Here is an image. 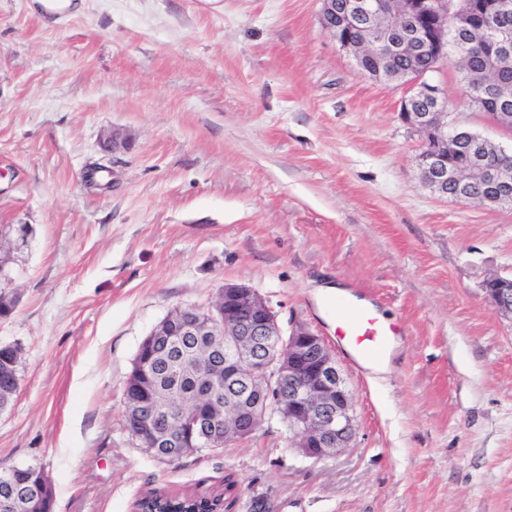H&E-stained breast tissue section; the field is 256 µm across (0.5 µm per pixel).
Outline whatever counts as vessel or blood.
<instances>
[{
	"label": "vessel or blood",
	"instance_id": "obj_1",
	"mask_svg": "<svg viewBox=\"0 0 512 512\" xmlns=\"http://www.w3.org/2000/svg\"><path fill=\"white\" fill-rule=\"evenodd\" d=\"M331 308L336 318V340L355 362L382 360L402 334L401 323L384 318L374 304H354L340 298Z\"/></svg>",
	"mask_w": 512,
	"mask_h": 512
}]
</instances>
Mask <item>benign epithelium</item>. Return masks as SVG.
Listing matches in <instances>:
<instances>
[{"mask_svg": "<svg viewBox=\"0 0 512 512\" xmlns=\"http://www.w3.org/2000/svg\"><path fill=\"white\" fill-rule=\"evenodd\" d=\"M321 23L355 60L428 54L434 62L446 54L448 32H480L489 14L506 17L509 0H321ZM413 72L402 100L404 121L424 137L419 155L421 177L441 197L458 199L473 180L496 187L497 197L512 201V150L489 147L478 136L457 138L448 121L438 86ZM461 162L448 165L451 157ZM497 313L512 318V278L493 276L483 284ZM190 332L216 336L224 354V385L219 395L207 390L198 405L176 413L158 401L137 402L136 419L150 434L139 438L154 455L176 457L200 435L226 443L248 438L268 417L288 426L293 446L311 457H325L350 447L356 432L350 393L323 339L303 325L284 332L268 301L244 285L226 284L205 310L176 307L145 338L140 350H153ZM10 491L0 495V512H17V503L40 501L47 486L15 468L7 477Z\"/></svg>", "mask_w": 512, "mask_h": 512, "instance_id": "obj_1", "label": "benign epithelium"}]
</instances>
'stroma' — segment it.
<instances>
[{"instance_id":"stroma-1","label":"stroma","mask_w":512,"mask_h":512,"mask_svg":"<svg viewBox=\"0 0 512 512\" xmlns=\"http://www.w3.org/2000/svg\"><path fill=\"white\" fill-rule=\"evenodd\" d=\"M321 0H0V244L22 351L0 467L41 466L52 512H132L153 489L238 482L273 512H512V205L439 197L401 117L323 29ZM451 121L512 148L466 100L454 54L430 74ZM121 140L112 148V140ZM112 170L104 190L89 169ZM371 293L405 334L384 379L343 353L356 434L323 459L265 420L169 462L124 424L139 347L224 284L335 346L319 284ZM486 295L497 313L512 318V278L493 276L483 284Z\"/></svg>"}]
</instances>
